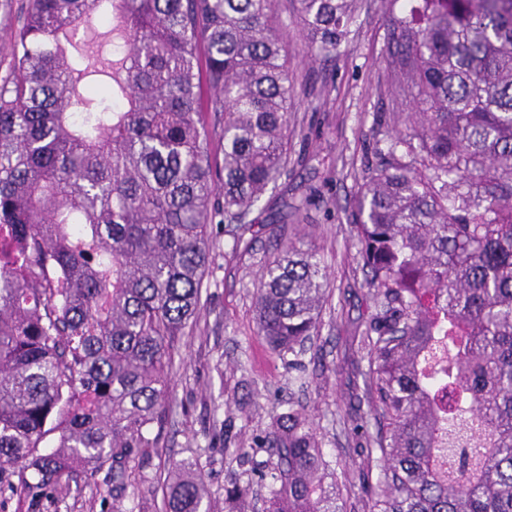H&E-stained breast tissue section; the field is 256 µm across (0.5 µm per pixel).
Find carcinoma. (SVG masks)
<instances>
[{"instance_id": "obj_1", "label": "carcinoma", "mask_w": 512, "mask_h": 512, "mask_svg": "<svg viewBox=\"0 0 512 512\" xmlns=\"http://www.w3.org/2000/svg\"><path fill=\"white\" fill-rule=\"evenodd\" d=\"M353 0H294L313 49ZM389 66L412 111L379 152L354 231L374 313L356 337L380 468L371 512H512V0H405ZM275 0H29L0 81V495L46 512L104 471L145 480L174 342L193 329L212 247L288 171L294 89ZM224 116L221 131L209 113ZM318 250L261 269L256 335H319ZM265 512H345L336 472L288 403L264 437ZM234 480L224 500L249 495ZM179 465L163 512H203Z\"/></svg>"}]
</instances>
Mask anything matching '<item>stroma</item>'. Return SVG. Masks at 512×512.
<instances>
[{
  "mask_svg": "<svg viewBox=\"0 0 512 512\" xmlns=\"http://www.w3.org/2000/svg\"><path fill=\"white\" fill-rule=\"evenodd\" d=\"M356 3L346 39L318 56L309 49L292 0L276 3L294 85L288 125L295 134L288 172L260 206L268 216L286 204L300 206L299 217L280 232L288 237L301 231L304 247L317 248L328 266V302L313 350L302 355V367L295 370L254 333L253 292L262 265L275 252L274 239L260 234L250 254L239 259L230 253L234 225L213 222L204 308L193 333L175 345L162 450L152 457L145 482L128 487L116 501L98 476L81 497L49 505L48 512H163L161 487L171 470L197 457L207 461L211 512H228L224 486L232 478L252 484L249 498L258 512L269 493L259 478L269 459L260 442L292 398L302 402L339 475V498L347 512H370L368 490L376 485L379 469L368 464L366 441L353 435L348 420L368 410L360 375L366 363L352 338L364 329L373 303L351 226L364 178L376 162L374 152L386 148L392 135L388 116L396 99L388 57L393 22L402 10L396 0ZM228 435L251 448L248 461L225 457Z\"/></svg>",
  "mask_w": 512,
  "mask_h": 512,
  "instance_id": "1",
  "label": "stroma"
}]
</instances>
